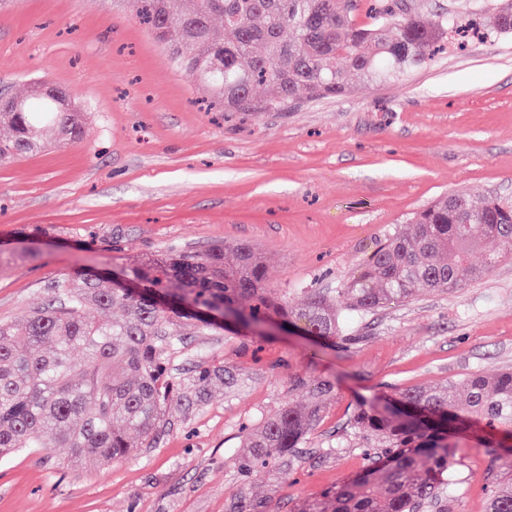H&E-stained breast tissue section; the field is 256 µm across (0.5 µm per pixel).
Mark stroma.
Listing matches in <instances>:
<instances>
[{"label":"stroma","instance_id":"stroma-1","mask_svg":"<svg viewBox=\"0 0 512 512\" xmlns=\"http://www.w3.org/2000/svg\"><path fill=\"white\" fill-rule=\"evenodd\" d=\"M58 87L79 141L0 163V321L42 306L81 269L122 274L177 246L249 243L292 305L352 278L375 244L451 193L512 205V34L449 37L396 80L352 76L340 96L268 112L206 110L207 91L127 0H0V95ZM353 341L275 327L193 333L174 360L237 369L234 387L173 418L153 447L75 468L66 448L0 460V512H294L367 464L360 401L512 368V253L455 290H417L355 318ZM330 382L300 448L245 469L242 444ZM512 456L459 440L424 512H486Z\"/></svg>","mask_w":512,"mask_h":512}]
</instances>
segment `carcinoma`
<instances>
[{"label": "carcinoma", "instance_id": "1", "mask_svg": "<svg viewBox=\"0 0 512 512\" xmlns=\"http://www.w3.org/2000/svg\"><path fill=\"white\" fill-rule=\"evenodd\" d=\"M131 15L174 49L224 110L250 112L253 103L278 109L303 94L338 95L351 73L399 77L430 58L448 20L420 16L384 2L378 21L356 23L353 0H129ZM512 0H500L496 33L512 34ZM224 22L215 36L213 22ZM0 112V162L44 147L43 129L59 140L81 133L84 115L65 107V90L34 93ZM408 232L380 241L358 274L333 294L311 291L300 307L268 286L260 251L216 244L199 254L170 247L127 270L136 290L112 277L80 273L57 281L52 299L14 323L0 322V458L24 448H68L71 459L110 463L152 446L175 414L201 406L212 386L234 383L222 363L199 361L189 380L170 367L191 328L214 322L180 308L224 311L232 323L273 320L331 341L343 325L381 304L410 298L417 288L450 290L467 272L485 275L512 250V208L490 197L451 195L413 214ZM485 253L482 267L472 254ZM119 309L100 323L92 309ZM80 352L76 360L74 352ZM328 387L304 409L291 406L263 422L243 447L246 466L299 447L318 421ZM396 408L359 407L351 423L377 449L370 465L334 491L308 497L296 512H416L438 499L455 437L477 423L488 447L512 439V369L473 371L443 387L400 390ZM488 512H512V487L492 491Z\"/></svg>", "mask_w": 512, "mask_h": 512}]
</instances>
